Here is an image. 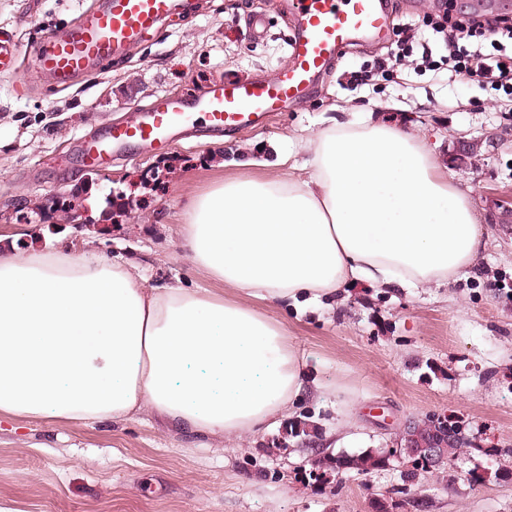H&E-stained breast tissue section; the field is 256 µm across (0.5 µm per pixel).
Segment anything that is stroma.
I'll list each match as a JSON object with an SVG mask.
<instances>
[{"instance_id": "stroma-1", "label": "stroma", "mask_w": 512, "mask_h": 512, "mask_svg": "<svg viewBox=\"0 0 512 512\" xmlns=\"http://www.w3.org/2000/svg\"><path fill=\"white\" fill-rule=\"evenodd\" d=\"M95 0H0V29L23 46L44 42ZM394 23L445 9L512 16L507 0H387ZM264 13V38L245 25ZM295 18L286 0H198L125 59L69 87L25 71L0 75V235L20 252H92L131 263L159 288L178 283L227 301L236 290L210 277L184 245L189 203L233 179L268 180L303 166L304 143L363 109L418 132L463 189L484 248L466 273L432 288L357 282L306 310L249 299L307 358V389L269 427L237 441L194 433L151 413L90 424L0 417V502L15 512H512V96L453 81L410 57L369 84L391 43L353 46L311 93L257 127L215 134L198 122L192 141L81 169L79 136L132 119L165 94L191 95L226 76L270 77L288 62ZM482 147L466 167L460 140ZM61 194L69 215L46 207ZM106 209L108 223L95 219ZM445 415L472 451L438 474L404 483L410 457L369 475L318 467L325 455L396 448L406 419Z\"/></svg>"}]
</instances>
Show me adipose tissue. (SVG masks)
<instances>
[{
    "mask_svg": "<svg viewBox=\"0 0 512 512\" xmlns=\"http://www.w3.org/2000/svg\"><path fill=\"white\" fill-rule=\"evenodd\" d=\"M312 173L230 181L187 213L191 259L242 294L149 286L96 255L0 244V416L89 423L146 412L224 438L289 409L303 362L251 298L298 307L348 280L428 288L472 266L466 193L413 132L363 118L310 143Z\"/></svg>",
    "mask_w": 512,
    "mask_h": 512,
    "instance_id": "obj_1",
    "label": "adipose tissue"
}]
</instances>
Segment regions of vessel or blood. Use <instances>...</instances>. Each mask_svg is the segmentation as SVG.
Instances as JSON below:
<instances>
[{"label":"vessel or blood","instance_id":"1","mask_svg":"<svg viewBox=\"0 0 512 512\" xmlns=\"http://www.w3.org/2000/svg\"><path fill=\"white\" fill-rule=\"evenodd\" d=\"M196 0H96L77 21L39 44L32 70L58 86L112 60L122 58L165 20L193 12ZM296 28L288 43L289 61L270 79L227 77L195 97L166 95L138 109L129 121L89 131L76 151L90 166L136 149L176 144L205 118L215 133L256 125L273 112L302 99L316 80L350 46L385 41L391 25L385 0H289ZM22 46L0 29V74L19 67Z\"/></svg>","mask_w":512,"mask_h":512}]
</instances>
